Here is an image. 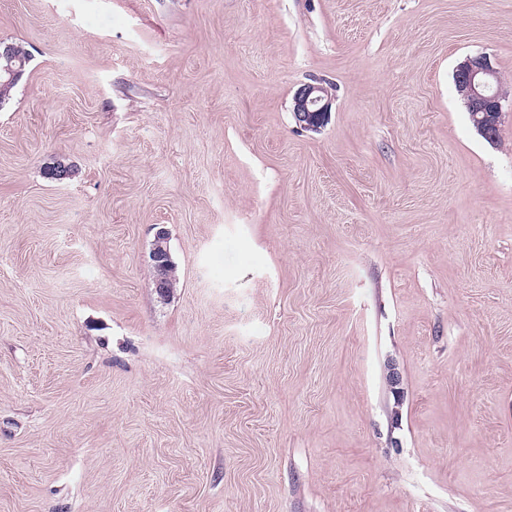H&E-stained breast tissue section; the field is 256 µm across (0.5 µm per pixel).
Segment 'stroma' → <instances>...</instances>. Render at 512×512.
Returning <instances> with one entry per match:
<instances>
[{
	"label": "stroma",
	"instance_id": "stroma-1",
	"mask_svg": "<svg viewBox=\"0 0 512 512\" xmlns=\"http://www.w3.org/2000/svg\"><path fill=\"white\" fill-rule=\"evenodd\" d=\"M0 40V512H512V0H0ZM11 44L15 48L16 56ZM11 44L0 42V82L3 85H10L21 79L24 73V66L20 63L17 64V57L21 60H25V68L29 62V54L21 46ZM455 83L457 92L466 101L474 127L472 112L476 113L478 131L488 140H495L500 131L503 98L493 91L494 85L498 83V72L489 59L483 55L467 58L456 70ZM483 113L485 115L479 118L478 115ZM328 110V95L319 84L303 85L293 98L295 119L304 129L314 131L319 129ZM168 237V230L165 227H158L150 250L151 266L156 272V276L154 278L155 288L160 296H166L168 294V290L170 294L177 285L175 266L170 280V288L168 284L170 268L172 266L170 253L168 249L164 247V243H166Z\"/></svg>",
	"mask_w": 512,
	"mask_h": 512
}]
</instances>
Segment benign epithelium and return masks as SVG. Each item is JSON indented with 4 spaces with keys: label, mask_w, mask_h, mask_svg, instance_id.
Segmentation results:
<instances>
[{
    "label": "benign epithelium",
    "mask_w": 512,
    "mask_h": 512,
    "mask_svg": "<svg viewBox=\"0 0 512 512\" xmlns=\"http://www.w3.org/2000/svg\"><path fill=\"white\" fill-rule=\"evenodd\" d=\"M24 73V66L17 62L13 46L0 42V83L10 85L18 82ZM457 92L466 101L469 111L478 114V131L493 141L500 131L502 116V96L493 91L498 83V72L489 59L483 55L467 58L456 70ZM329 110L326 90L319 84H305L293 98V113L300 126L307 130H317L324 122ZM169 232L164 227L157 228L150 250L151 266L156 272L155 288L159 295H167L168 279L172 260L164 243Z\"/></svg>",
    "instance_id": "1"
}]
</instances>
